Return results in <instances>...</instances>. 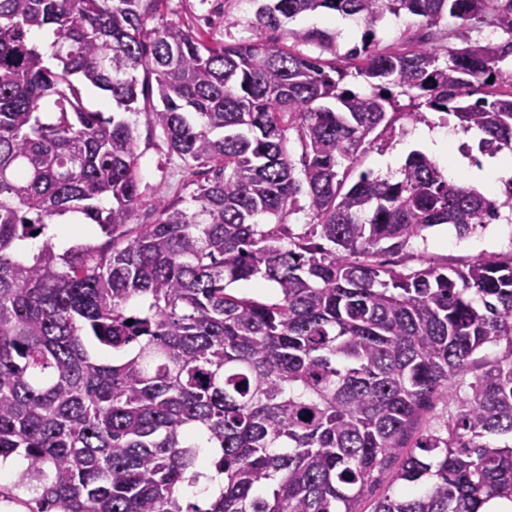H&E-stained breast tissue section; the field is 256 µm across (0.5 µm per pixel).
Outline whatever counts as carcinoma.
<instances>
[{"label": "carcinoma", "instance_id": "carcinoma-1", "mask_svg": "<svg viewBox=\"0 0 512 512\" xmlns=\"http://www.w3.org/2000/svg\"><path fill=\"white\" fill-rule=\"evenodd\" d=\"M164 2L0 0V459L26 461L0 495L21 512H361L374 473L399 458V492L371 512L512 501V444L488 441L512 436V252L463 269L378 260L441 224H489L512 202L421 151L396 180L363 173L345 187L391 125V85L413 119L442 112L482 150L512 153V0L258 10L269 27L320 9L362 22L345 59L376 82L369 94L319 57L165 22ZM403 12L425 33L378 50L377 23ZM449 17L487 18L511 38L432 45ZM43 29L54 69L29 38ZM84 85L119 112L150 104L170 150L203 176L191 207L156 202L154 222L131 223L145 204L136 129L86 108ZM300 194L310 221L293 234ZM69 215L104 240L57 252L46 230ZM259 278L277 298L229 290ZM502 341V356L476 358ZM440 400L455 413L422 428ZM196 430L224 474L204 510L179 498L202 476Z\"/></svg>", "mask_w": 512, "mask_h": 512}]
</instances>
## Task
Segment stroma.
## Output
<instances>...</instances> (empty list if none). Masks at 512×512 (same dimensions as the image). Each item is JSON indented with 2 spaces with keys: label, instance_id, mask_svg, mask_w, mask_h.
<instances>
[{
  "label": "stroma",
  "instance_id": "1",
  "mask_svg": "<svg viewBox=\"0 0 512 512\" xmlns=\"http://www.w3.org/2000/svg\"><path fill=\"white\" fill-rule=\"evenodd\" d=\"M268 0H168L162 12L167 21L204 33L207 38L236 42H261L284 46L305 55L336 61L339 55L360 44L363 27L345 32L336 24V18L325 12L308 13L283 20L278 28L258 24L257 10ZM318 29L332 39L331 49H321L312 42L292 39L295 31ZM422 33L419 20L410 14L386 15L376 28L379 50L392 51L417 39ZM400 109L390 131L384 133L361 154L358 168L385 178L393 175L394 166L387 157L401 155L406 144L421 132L436 133L437 113H428L426 121L413 122L408 116L409 100L399 97ZM126 119L137 130L138 151L141 155V187L147 198L175 202L189 206L197 188V175L192 174L184 162L169 150L162 131L155 128L145 112L127 114ZM512 249V224H490L467 235H459L453 225L442 224L431 228L425 239L412 241L406 249L407 263L418 267L424 264L462 268L479 254L505 252Z\"/></svg>",
  "mask_w": 512,
  "mask_h": 512
}]
</instances>
